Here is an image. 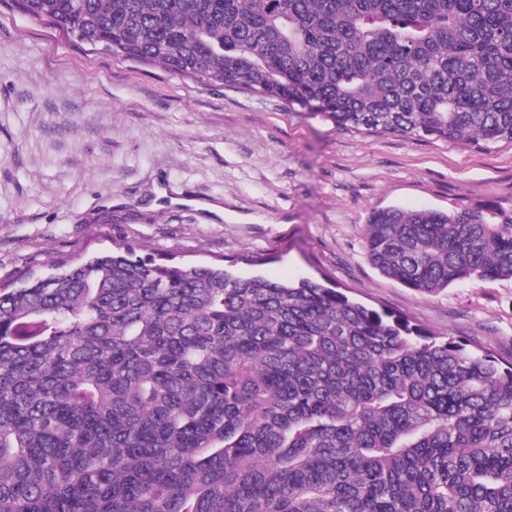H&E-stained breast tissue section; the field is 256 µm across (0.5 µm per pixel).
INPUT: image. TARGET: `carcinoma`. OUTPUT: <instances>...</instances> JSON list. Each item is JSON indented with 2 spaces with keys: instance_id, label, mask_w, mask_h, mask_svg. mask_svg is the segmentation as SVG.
I'll return each instance as SVG.
<instances>
[{
  "instance_id": "cac0c4a2",
  "label": "carcinoma",
  "mask_w": 512,
  "mask_h": 512,
  "mask_svg": "<svg viewBox=\"0 0 512 512\" xmlns=\"http://www.w3.org/2000/svg\"><path fill=\"white\" fill-rule=\"evenodd\" d=\"M88 50L338 129L512 143V0H17ZM422 293L512 278V215L390 206ZM0 512H512V364L303 278L132 245L0 281Z\"/></svg>"
}]
</instances>
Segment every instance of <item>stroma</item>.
Here are the masks:
<instances>
[{
  "mask_svg": "<svg viewBox=\"0 0 512 512\" xmlns=\"http://www.w3.org/2000/svg\"><path fill=\"white\" fill-rule=\"evenodd\" d=\"M388 206L512 213V144L339 130L276 98L91 53L0 0V279L129 243L310 278L512 359V279L426 295L368 263L365 225Z\"/></svg>",
  "mask_w": 512,
  "mask_h": 512,
  "instance_id": "stroma-1",
  "label": "stroma"
}]
</instances>
